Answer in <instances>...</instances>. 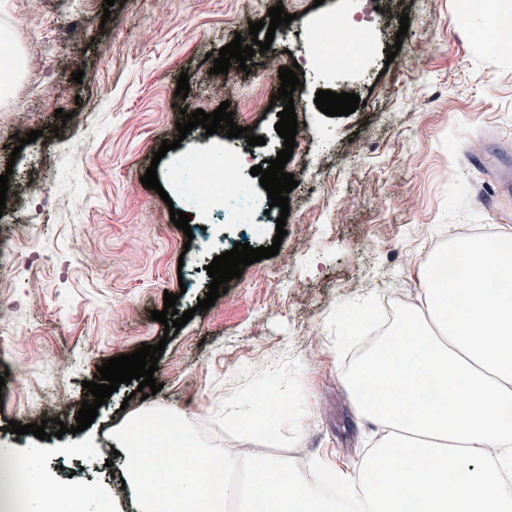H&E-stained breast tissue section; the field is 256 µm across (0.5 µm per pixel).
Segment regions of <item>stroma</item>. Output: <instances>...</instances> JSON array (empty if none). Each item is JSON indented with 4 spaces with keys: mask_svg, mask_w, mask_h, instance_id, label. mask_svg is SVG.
I'll list each match as a JSON object with an SVG mask.
<instances>
[{
    "mask_svg": "<svg viewBox=\"0 0 512 512\" xmlns=\"http://www.w3.org/2000/svg\"><path fill=\"white\" fill-rule=\"evenodd\" d=\"M279 4L293 19L269 50L246 69L212 74L213 54ZM338 11L354 15L350 33L369 53L327 71L309 49L317 19ZM76 23L81 36L64 37ZM0 35L18 50L0 81L8 87L0 176L9 177L0 251L14 264L0 271V448L27 460L30 485H93L123 501L106 465L112 427L143 406L179 415L216 455L246 448L302 472L319 459L357 463L378 428L356 416L341 368L376 327L355 329L348 312L376 308L393 292L420 298L418 268L432 243L512 228V194L498 187L512 173V48L493 50L464 0H79L74 11L61 0H0ZM295 63L298 132L285 170L300 186L288 195L287 234L276 256L247 266L214 306L196 312L213 258L242 240L271 246L276 227L259 235L251 217L228 224L217 209L183 233L170 220L171 209L187 208L171 172L181 156L221 147L245 153L238 177L258 184L251 167L283 147L279 69ZM183 73L184 98L175 94ZM34 86L42 96H30ZM320 90L353 93L362 104L330 117L314 102ZM224 101L264 144L247 151L197 127L154 160L183 111L210 113ZM59 108L67 122L56 118ZM34 130L39 138L20 144ZM151 166L157 191L141 183ZM33 178L45 201L27 196ZM168 292L177 311H195L169 334L150 317ZM163 337L160 391L143 399L136 384L120 385L89 428L94 453L80 448L77 433L47 441L7 432L8 421L26 425L41 414L74 425L82 383L98 365ZM20 359L31 369L19 386L12 371ZM267 390L301 415L298 436L225 424L226 405L248 409Z\"/></svg>",
    "mask_w": 512,
    "mask_h": 512,
    "instance_id": "35a3bbf8",
    "label": "stroma"
}]
</instances>
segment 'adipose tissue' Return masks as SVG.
Masks as SVG:
<instances>
[{"instance_id": "obj_1", "label": "adipose tissue", "mask_w": 512, "mask_h": 512, "mask_svg": "<svg viewBox=\"0 0 512 512\" xmlns=\"http://www.w3.org/2000/svg\"><path fill=\"white\" fill-rule=\"evenodd\" d=\"M464 256L455 282L420 265L424 311L410 310L345 381L357 411L380 426L353 468L334 469L338 499L271 456L217 457L198 448L172 474L173 451L130 429L161 419L151 408L115 431L135 512H512V229L453 239ZM455 401H447L449 389ZM174 494L159 497L158 487Z\"/></svg>"}]
</instances>
